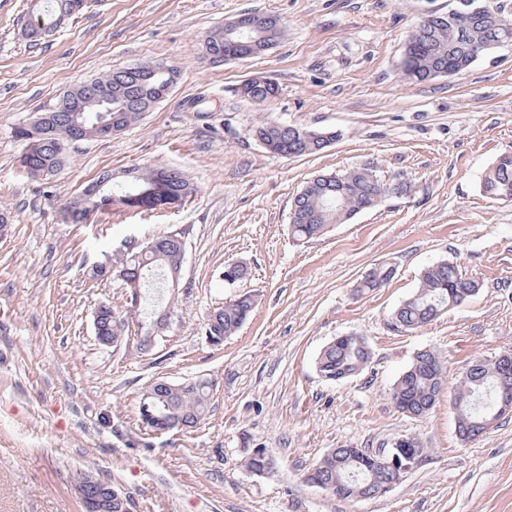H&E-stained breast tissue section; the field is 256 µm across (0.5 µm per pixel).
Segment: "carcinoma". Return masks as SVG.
Instances as JSON below:
<instances>
[{"instance_id": "1", "label": "carcinoma", "mask_w": 512, "mask_h": 512, "mask_svg": "<svg viewBox=\"0 0 512 512\" xmlns=\"http://www.w3.org/2000/svg\"><path fill=\"white\" fill-rule=\"evenodd\" d=\"M86 0H42L32 12L24 28L25 38L37 44L53 36L68 19L84 10ZM426 38L427 51L411 54L404 50L402 69L413 72V79L425 81L433 78V71L452 63L460 72H466L474 58L472 49L482 44L492 49L512 42V20L493 31L477 28L463 32L442 14L432 16L428 26L415 27L407 43ZM203 53L213 64H224V29L209 33L203 42ZM179 74L177 68L169 72H132L124 68L101 77L90 79L69 90L74 96L89 99L98 85L112 87V116L119 118L122 128L142 119L157 89L169 74ZM67 96L50 107L38 110L35 118L14 130L15 137L25 142L28 155L21 160L27 175L49 180L69 161L67 149L60 148L59 140L50 130L64 131L72 126L73 113L66 105ZM274 99L272 87L266 77L251 79L250 100L265 106ZM256 139L268 143L266 150L273 155L293 152L296 157L318 154L325 149L321 131H314L308 140H293L288 125L265 121L255 127ZM197 191L195 184L181 171L164 165L138 169L127 180L112 179L104 191L86 198L84 208L95 212L111 206L153 211L171 200L179 202ZM386 183L368 168H358L339 174L324 173L308 182L298 193L294 203L301 215L290 225L294 238L306 242L318 239L335 224H345L360 212L377 207L387 196ZM483 195L512 201V154L500 156L481 182ZM141 192L136 204L126 199L129 193ZM184 242L179 235L167 233L132 252H124L114 259L117 270L131 278H139V293H130V301L140 300L142 308L161 300L169 289L161 274H170L177 266ZM390 278L388 266L374 267L358 285L362 291L373 290ZM479 292L478 282L460 272L457 264L447 260L424 269L419 287L395 310L392 317L394 330L409 332L439 317L443 308H452L456 296ZM256 307L254 295L245 293L215 309L206 324V335L216 343L235 335L248 321ZM93 321L99 342L110 341L117 348L128 338L130 325L112 306L100 305ZM372 349L366 337L338 336L330 341L316 359V370L327 381L336 382L358 376V370L371 363ZM465 385L454 392L463 400L456 414L457 424L473 428L485 414L497 410L496 387L498 380L487 361L474 362L468 367ZM446 384L445 368L441 356L426 350L414 356L391 388V400L397 409L414 416H423L433 408L438 388ZM213 384L194 379L179 384L164 380L152 383L141 398L140 418L149 432H168L177 428H194L209 413ZM243 466L255 475H262L279 466L278 458L268 448H251L244 457ZM396 474L379 465L364 448H333L318 459L306 472V480L318 481L340 496L379 494L380 489L395 480Z\"/></svg>"}]
</instances>
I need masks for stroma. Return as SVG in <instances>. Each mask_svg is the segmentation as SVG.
Returning <instances> with one entry per match:
<instances>
[{
    "label": "stroma",
    "instance_id": "1",
    "mask_svg": "<svg viewBox=\"0 0 512 512\" xmlns=\"http://www.w3.org/2000/svg\"><path fill=\"white\" fill-rule=\"evenodd\" d=\"M461 0H89L53 37L22 36L30 0H0V203L15 217L0 238V512H82L73 478L90 470L129 492L136 512H512V414L461 443L453 386L478 357L512 346V201L480 181L512 153V45L481 53L460 76L416 83L400 61L426 15ZM244 13L273 16L284 35L269 52L212 66L202 44ZM177 67L167 99L135 125L71 148L47 181L19 165L13 129L64 92L145 61ZM265 76L279 94L261 107L235 94ZM335 131L323 152L271 156L252 130L265 119ZM166 164L198 186L183 204L148 212L111 208L67 224L61 208L103 172ZM369 167L406 194L292 238L289 214L314 176ZM181 233L172 318L150 349L131 336L100 345L99 304L128 307L112 277L91 279L125 240ZM455 262L482 288L408 333L392 312L422 270ZM246 278L224 280L228 262ZM379 263L394 277L357 292ZM257 306L220 347L205 329L236 295ZM368 338L358 376L328 382L315 360L334 338ZM444 357L449 382L423 417L397 411L390 389L417 351ZM214 382L206 419L188 431L145 433L140 402L155 380ZM414 436L421 462L380 497L341 499L305 480L333 448L389 447ZM270 448L279 468L248 472L246 449Z\"/></svg>",
    "mask_w": 512,
    "mask_h": 512
}]
</instances>
